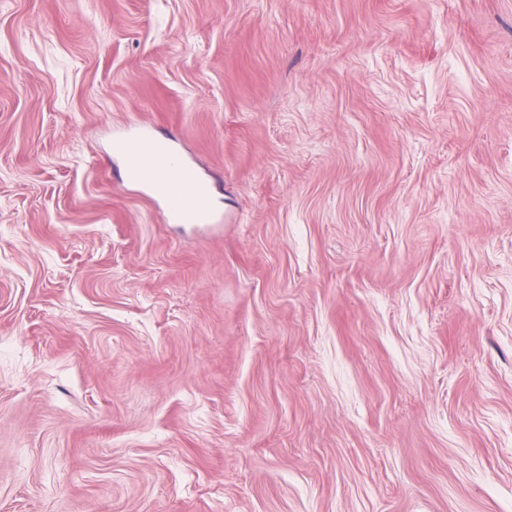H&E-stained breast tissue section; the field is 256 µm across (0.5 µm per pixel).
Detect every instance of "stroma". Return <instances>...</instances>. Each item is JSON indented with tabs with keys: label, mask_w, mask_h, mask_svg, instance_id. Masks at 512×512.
Wrapping results in <instances>:
<instances>
[{
	"label": "stroma",
	"mask_w": 512,
	"mask_h": 512,
	"mask_svg": "<svg viewBox=\"0 0 512 512\" xmlns=\"http://www.w3.org/2000/svg\"><path fill=\"white\" fill-rule=\"evenodd\" d=\"M0 512H512V0H0ZM152 140H154L153 133L137 125L128 129L125 135L113 142V150L123 158L128 181L140 184L156 194L161 187L150 176L143 173L146 159L140 153L142 148H148ZM152 151L153 164L161 175L170 174L175 180L180 181L190 199L191 206L186 211L181 210L177 204L171 208L174 219L189 224H212L215 220L211 206V189L186 165L184 160L177 162L175 152L157 147Z\"/></svg>",
	"instance_id": "stroma-1"
}]
</instances>
